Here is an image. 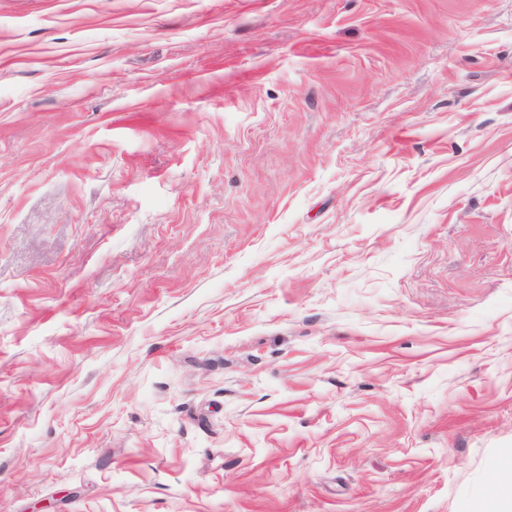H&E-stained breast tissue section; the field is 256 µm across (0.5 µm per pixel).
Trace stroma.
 I'll use <instances>...</instances> for the list:
<instances>
[{
	"mask_svg": "<svg viewBox=\"0 0 512 512\" xmlns=\"http://www.w3.org/2000/svg\"><path fill=\"white\" fill-rule=\"evenodd\" d=\"M0 512H512V0H0Z\"/></svg>",
	"mask_w": 512,
	"mask_h": 512,
	"instance_id": "35a3bbf8",
	"label": "stroma"
}]
</instances>
